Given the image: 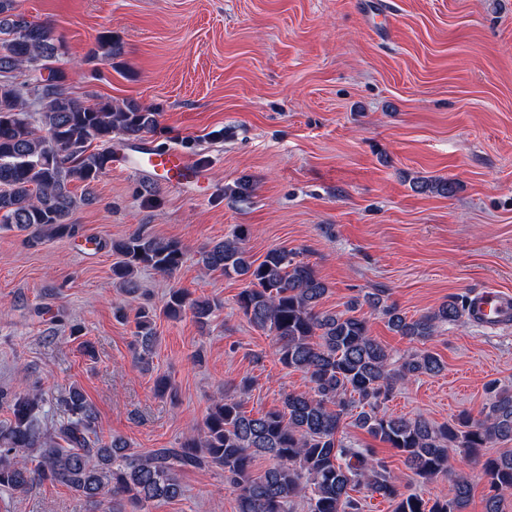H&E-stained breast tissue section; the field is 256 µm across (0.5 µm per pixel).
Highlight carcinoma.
I'll return each instance as SVG.
<instances>
[{
	"instance_id": "obj_1",
	"label": "carcinoma",
	"mask_w": 512,
	"mask_h": 512,
	"mask_svg": "<svg viewBox=\"0 0 512 512\" xmlns=\"http://www.w3.org/2000/svg\"><path fill=\"white\" fill-rule=\"evenodd\" d=\"M0 224L26 233L25 243L72 238L78 206L90 193L77 196L71 185L89 187L109 170L112 135L141 140L158 123L156 112L133 105L104 102L86 105L67 91L65 73L55 67L62 44L43 23L16 12V0H0ZM112 34L98 36L92 57L112 61L117 54ZM48 71L47 77L18 84L14 72ZM47 135H41V131ZM421 191L451 195L449 179L417 183ZM247 229L198 251L208 272L243 276L248 286L236 305L249 323L275 340V355L286 368L304 372L310 391L289 393L282 408L258 416L244 410L247 379L215 400L198 436L173 448L138 452L119 435L104 440L94 405L77 387L47 403L40 382L25 381L21 390L0 389V489L24 494L50 482L93 503H107V512H126L124 501L141 507L148 502L182 496V470L217 467L237 492V512H290L295 498L306 500L307 512H362L350 492L364 488L396 503L395 512H464L470 494L467 477L455 472L449 449L461 448L481 462L488 486L485 512H503V493L512 491V450L498 456L486 450L512 442V390L491 385L489 401L478 415L462 413L446 425L394 417L384 405L397 387L442 371L429 350L410 352L393 361L371 335L368 320L356 315L353 299L339 313L317 310L327 288L312 265L285 248H271L259 262L248 255ZM117 257L112 278L130 295L139 293L142 268L173 274L185 257L183 243L139 228L114 240ZM381 310L389 327L411 341L425 343L442 323L456 322L467 311L465 300L452 296L437 309L407 318L378 294L364 295ZM219 302L170 291L162 309L144 303L134 312V361L147 370L153 362L157 312L175 319L190 310L197 322H208ZM155 391L177 403L170 378L160 376ZM358 410L357 427L398 450L405 467L428 481L439 475L453 481L454 495L424 499L402 484L377 449L347 443L339 437L344 418ZM55 417L52 429L41 418ZM258 455L272 459L261 475L252 472Z\"/></svg>"
}]
</instances>
